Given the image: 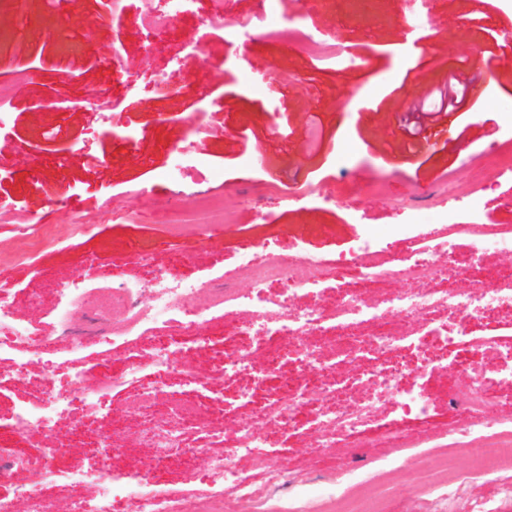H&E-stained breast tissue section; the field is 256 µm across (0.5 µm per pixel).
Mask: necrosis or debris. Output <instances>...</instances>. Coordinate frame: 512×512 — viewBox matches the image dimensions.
Here are the masks:
<instances>
[{"mask_svg":"<svg viewBox=\"0 0 512 512\" xmlns=\"http://www.w3.org/2000/svg\"><path fill=\"white\" fill-rule=\"evenodd\" d=\"M258 38L269 43L283 44L297 51H309L317 67L333 69L342 73L348 65L339 47L333 43L318 44L307 34L300 20H285L273 9H265L257 17L255 28ZM245 262L253 274V291L244 293L235 288H214L210 291V301L206 309L195 312L190 308L191 300L200 288L199 281L184 280L160 271L148 285L124 283L112 290V303L119 306L124 320L121 326L109 324L100 327L96 333L101 341L141 334L142 330L160 321H174L189 316L187 335H194L200 324L209 320L211 313L230 307L249 306L263 312V320L255 328L259 336L287 335L292 339L290 350L277 347L268 357L270 369H277L284 353L295 355L300 367L297 376L285 382L287 393L280 401L264 407L257 420L236 426L228 454L213 458L214 471L223 474L224 486L214 491L208 508H201L197 501L167 499L148 491L140 474H133L130 482L121 491H114L112 476V455L121 446L111 431H104L99 445L103 449L98 467L95 470L74 474L78 483L96 486L97 493L92 498L76 497L69 500L62 512H116L119 501L130 500L136 503V512H224L230 496L247 497L253 505V512H269L268 504L283 487H296L297 480L285 471L267 469L258 448L264 447L265 435L258 432L257 421L288 428L295 422L300 412L312 406H320L321 411L314 416L312 426L319 437L328 443L335 442L338 435L356 427L377 405L390 402L402 413L421 414L426 412L424 394L410 388L406 374L393 371L382 374L376 392L362 403L347 408L329 407L330 398L341 395L333 376L335 367L323 362L308 343L313 334L331 337L336 345V356L341 362L356 366L371 362L374 355L401 353L396 334L399 319L416 316L428 323V335L447 338L448 330L432 325L436 311L452 309L473 317L480 310L499 303L502 294H512V277H498L494 283L475 282L467 295L461 296L448 290L437 293L429 285L440 279L446 272L438 249L415 253L401 261L393 271L376 269L368 277L369 283H376L386 275H393L408 283V291L384 298L376 302L366 297L362 290L344 288L338 293L331 315H324L318 307L299 308L289 299L273 298L264 295L263 290L273 283H288L296 288H320L333 274L330 264L316 259H305L286 263L272 251H264L262 256H246ZM59 291L68 298L56 316V327L60 339L65 340L71 350H78L82 340L75 326V316L87 315L84 303L85 289L66 282ZM149 292L148 303H141L139 296ZM40 335L31 324L17 319L9 307L0 304V355L22 349L35 355L41 349ZM179 340L173 336L158 337L150 367L157 381H164L172 374H180L187 384L200 383L202 379L219 380L244 363L241 355L225 356L213 362L206 373L198 369H184L181 359L174 352ZM483 366L471 367L468 379L453 395L451 403L471 413L468 429L453 433L451 445L464 448L472 456L469 470L460 471L454 466L451 457H443L437 464L423 465L419 482L424 493L438 503L443 512H450L460 488L473 479L500 476L512 471V425H485L486 415L492 402L485 393L481 379ZM218 417L211 412H193L177 406L172 416L161 424L150 427L152 445L157 450L154 462L155 472H163L172 465L190 464L196 458L209 454L208 447H187L186 435L192 430L211 433L213 440L223 441L224 431L217 426ZM245 460L257 470L266 474L267 488L263 491L247 489L238 476L237 463ZM33 469L39 472L42 481L39 487L23 489L18 499H0V512H46L48 505L58 504L53 480L54 462L43 457L27 460L19 457L0 458V476L11 477L18 471ZM352 477L345 462H338L331 473V498L338 500L337 512H381V503L388 491L379 488L362 499H352L347 495L346 484Z\"/></svg>","mask_w":512,"mask_h":512,"instance_id":"1","label":"necrosis or debris"}]
</instances>
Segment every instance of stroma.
Returning <instances> with one entry per match:
<instances>
[{
  "instance_id": "stroma-1",
  "label": "stroma",
  "mask_w": 512,
  "mask_h": 512,
  "mask_svg": "<svg viewBox=\"0 0 512 512\" xmlns=\"http://www.w3.org/2000/svg\"><path fill=\"white\" fill-rule=\"evenodd\" d=\"M211 0H190L165 32L140 21V0H128L113 14L111 0H0V99L9 108L0 125V277L10 283L11 310L38 328L56 333L58 283L75 279L86 262L89 306L111 315L109 285L147 283L154 270L209 281L233 272L235 286L250 291L245 255L270 248L278 255L309 254L335 263L332 278L314 290L296 291L294 302L331 311L337 291L365 284L370 266L393 269L416 251L417 243L448 241L443 261L450 266L512 271V252H489L474 261L467 225L512 232V70L481 89L475 108L448 121L446 142L426 144L418 160L399 130L402 113L426 85L441 83L458 60L485 45L482 30L469 27L479 0H432L409 24H395L402 0H276L286 19L302 16L320 42L357 45L359 65L345 73L319 70L308 55L256 41L251 61L209 20ZM427 34L426 57L408 52V29ZM319 119V148L309 146L310 122ZM497 156L505 168L482 186L467 173ZM203 162L212 176L169 177L175 163ZM459 208L430 206L440 188ZM207 196L232 214L222 235L200 234L184 225L169 233L160 201L190 206ZM410 197L398 210L391 199ZM377 246L363 248L366 234ZM366 249L367 261L351 256ZM458 334L433 342L421 321L404 323L400 335L419 368L413 379L429 401L425 416L384 405L360 427L316 445L307 415L288 430L269 428L264 454L269 467L305 478L297 490L303 512H323L333 462L348 461L357 479L350 492L385 485L384 512H437L418 482L423 463L448 453V436L470 417L448 402L464 382L469 365L485 369L484 389L496 408L492 422L512 420V303L464 320L451 310L436 314ZM253 308L239 307L207 324L211 346L226 354H250L247 374L226 377L225 431L247 421L255 408L282 395V380L294 368L282 358L280 375L261 380L269 339L250 335ZM153 353L148 338L124 344L89 342L80 350H52L30 357L29 376L12 372L11 356L0 357V427L10 426L18 406L55 412L59 432L70 441L57 461L55 477L67 497H87L90 485L72 481L91 470L88 447L98 430L80 399L50 401L71 370L83 372L91 387L111 375L99 413L122 418L126 403L152 385L146 367ZM141 368L126 379L127 366ZM380 435L378 447L363 440ZM428 436L426 447L410 448V436Z\"/></svg>"
}]
</instances>
